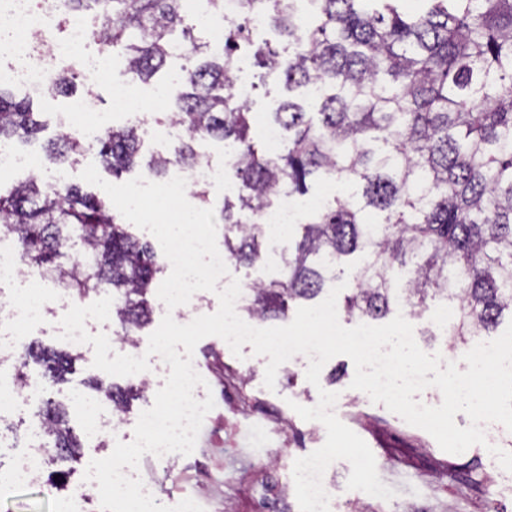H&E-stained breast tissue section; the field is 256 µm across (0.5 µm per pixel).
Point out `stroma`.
I'll list each match as a JSON object with an SVG mask.
<instances>
[{
	"instance_id": "obj_1",
	"label": "stroma",
	"mask_w": 512,
	"mask_h": 512,
	"mask_svg": "<svg viewBox=\"0 0 512 512\" xmlns=\"http://www.w3.org/2000/svg\"><path fill=\"white\" fill-rule=\"evenodd\" d=\"M182 65V60L170 61L145 84L144 95L138 96L129 112L114 121L115 126L136 130L140 159H149L162 149L173 150L176 144L172 138L159 141L154 137L155 131L167 125L173 105L167 95L161 104H154L151 91L168 84ZM111 85L112 74L107 71L96 85L79 80L69 93L34 100L32 109L46 127L37 140L29 144L17 141L13 147L37 155L38 173L44 182L61 175L67 183L94 192V185L80 179L81 172L91 163L97 165L104 180L113 184L141 175L138 166L113 175L110 169L100 166V158L93 150L63 164L47 157L48 143L59 133L57 114L70 111L78 101L85 102L92 112L107 110ZM204 151L208 160L224 172L223 183L209 189L210 206L218 211L225 198L236 197L239 190L230 164L231 146L212 140ZM93 358V349L78 352L64 380L47 379L41 399L20 401L16 413L0 416V512H58L60 503L82 485L90 461L110 454L109 449L88 442L79 461L49 462L41 483L11 485L6 479L11 464L24 451L30 438L28 425L45 404L66 407L71 426L77 428L82 424L83 406L95 403L99 397L94 381L126 387L150 377L153 388L133 400L123 416V430L129 435L134 430V417L153 405L157 388L163 387L170 372L169 367L154 361L146 375L115 377L94 368ZM193 363L208 383L215 407L205 416L190 455L174 453L165 459H141L137 474L151 487L156 504L172 506L190 498L205 512H300L294 462L324 444L326 429L319 421L303 420L294 407L315 406L320 391L326 390L337 393V417L367 443L381 482L395 492L394 498L386 501L347 489L351 466L338 460L325 474L330 512H512V472L503 470L488 451L494 445L512 452V431L501 424L485 425L487 445H474L464 453L451 454L443 451L426 431L409 425L384 404L372 402L364 392L352 389L355 367L346 356L331 358L316 386L306 379V359L291 360L279 367L271 390L263 384L267 359L255 355L251 345H244L237 356L221 338L210 336L197 344ZM60 471L66 474L65 486L51 487V479ZM263 480L278 490L276 502L268 507L256 500L255 487Z\"/></svg>"
}]
</instances>
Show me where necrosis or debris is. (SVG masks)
Listing matches in <instances>:
<instances>
[{
  "label": "necrosis or debris",
  "instance_id": "4bbe7bcc",
  "mask_svg": "<svg viewBox=\"0 0 512 512\" xmlns=\"http://www.w3.org/2000/svg\"><path fill=\"white\" fill-rule=\"evenodd\" d=\"M94 21L69 7V0H0V81L22 89L28 96L49 91L50 75L68 63L78 66L82 80L95 84L107 59L91 48ZM134 92L129 77L112 78L109 113L63 112L61 130L98 134L113 117L124 114ZM40 277L24 268L17 249L0 239V361L17 356V339L27 329L42 324L49 308L68 310L69 295L62 282L42 288Z\"/></svg>",
  "mask_w": 512,
  "mask_h": 512
}]
</instances>
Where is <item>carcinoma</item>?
Wrapping results in <instances>:
<instances>
[{
    "instance_id": "cac0c4a2",
    "label": "carcinoma",
    "mask_w": 512,
    "mask_h": 512,
    "mask_svg": "<svg viewBox=\"0 0 512 512\" xmlns=\"http://www.w3.org/2000/svg\"><path fill=\"white\" fill-rule=\"evenodd\" d=\"M422 2L406 12L399 0H316L304 19L297 0H242L216 51L183 27V0H70L94 17L102 48L123 50L136 84L164 69L175 43L189 55H212L182 68L170 118L185 137L171 154L151 157L147 170L162 176L190 167L211 139L235 143L237 204L224 202L221 214L230 258L248 266L264 259L266 225L256 217L280 193L304 196L318 181L347 190L297 221L301 235L281 254L283 277L252 284L250 316L275 318L317 298L355 254L343 305L350 318L383 319L402 301L419 318L438 296L458 303L448 332L466 345L512 314V0ZM255 14L288 47L286 61L268 43L254 52L265 76L288 92L271 113L283 144L275 156L255 140L249 101L237 92L238 52L252 45ZM71 73H55L49 93L67 92ZM42 128L30 100L0 85V141ZM95 146L116 174L132 168L139 151L133 129L108 128ZM86 148L78 134L62 133L49 156ZM74 233L90 249L79 271L58 262ZM0 236L26 265L57 272L81 297L112 289L123 335L151 321L148 294L162 267L110 199L30 175L0 192ZM72 361L30 344L21 366L60 378ZM97 390L126 413L133 388ZM45 415L49 443L64 449L58 457L78 460L83 442L67 410L47 406Z\"/></svg>"
}]
</instances>
